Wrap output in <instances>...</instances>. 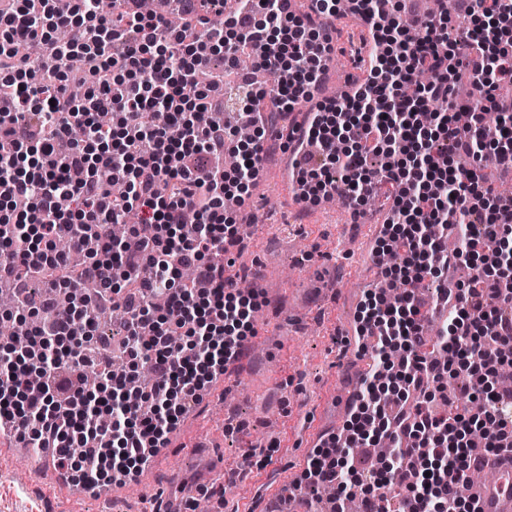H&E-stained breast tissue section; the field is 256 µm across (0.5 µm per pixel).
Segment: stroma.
<instances>
[{
  "label": "stroma",
  "instance_id": "obj_1",
  "mask_svg": "<svg viewBox=\"0 0 512 512\" xmlns=\"http://www.w3.org/2000/svg\"><path fill=\"white\" fill-rule=\"evenodd\" d=\"M270 154L251 196L232 210L245 247L236 271L261 267L266 331L241 373H225L187 407L178 429L136 481L65 500L32 472L27 453L0 452V512H271L301 480L322 434L341 433L337 396L357 369L349 330L382 269L364 256L379 211L352 222L345 204L298 207Z\"/></svg>",
  "mask_w": 512,
  "mask_h": 512
}]
</instances>
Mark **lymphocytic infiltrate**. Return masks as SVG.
I'll return each instance as SVG.
<instances>
[{
    "mask_svg": "<svg viewBox=\"0 0 512 512\" xmlns=\"http://www.w3.org/2000/svg\"><path fill=\"white\" fill-rule=\"evenodd\" d=\"M179 0L181 22L146 14L140 0H0V283L14 287L15 314L34 319L24 349H0V431L50 452L82 485L114 477L135 480L165 447L188 403L227 372L256 334L251 319L257 291L238 286L233 255L244 244L238 224L225 223L224 200L248 193L266 159L275 126H255L239 168L211 166L225 129L211 114L224 106L223 76L209 84L199 71L217 56L239 67L241 47L254 66L276 74L273 105L310 97L332 51L321 31L333 27L338 0H310L306 12L287 0ZM363 20L354 56L366 73L353 95L324 100L306 130L324 162L299 168L304 198L345 200L360 211L378 177L396 187L391 215L374 254H397L385 267V286L368 293L360 323L378 336L372 364L351 404L346 435H331L313 452L304 477L336 489L344 508L358 473L355 449H375L371 483L360 498L384 512L393 488L406 492L409 512H456L459 497L447 471L472 468L471 442L480 434L487 452L512 449V399L498 389L512 363L505 325L512 319V197L485 188L484 163L512 168V113L485 125L494 92L512 83V0H472L465 16L454 5L405 26L403 0H359ZM41 43L53 66L32 76L24 53ZM430 72L418 94L401 88ZM460 82L464 104L450 96ZM181 129L179 139L168 125ZM465 143L470 167L452 165L443 147ZM381 157L380 166L369 163ZM125 187L112 196L113 183ZM485 212L472 228L475 209ZM138 224L112 242L110 226L127 211ZM93 232L98 251L78 279L95 283L98 302L127 314L128 357L150 368L141 394L148 415L125 400L139 372L112 374V358L84 335L94 328L90 307L55 320L59 295L75 290L66 254L55 248L68 235L82 250ZM456 235L460 245L448 252ZM469 277L447 305L441 358L422 350L428 321L416 288L445 275L449 263ZM194 269L198 287L177 283L178 267ZM42 280L35 295L31 280ZM168 293L166 308L150 296ZM101 375L99 398L86 401L85 369ZM468 374V407L449 412L456 379Z\"/></svg>",
    "mask_w": 512,
    "mask_h": 512,
    "instance_id": "f902f5d3",
    "label": "lymphocytic infiltrate"
}]
</instances>
